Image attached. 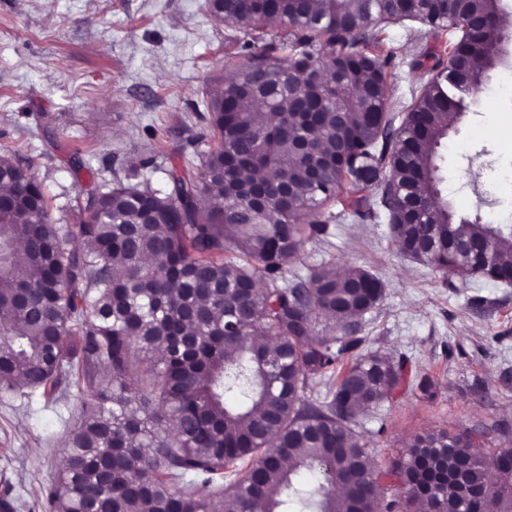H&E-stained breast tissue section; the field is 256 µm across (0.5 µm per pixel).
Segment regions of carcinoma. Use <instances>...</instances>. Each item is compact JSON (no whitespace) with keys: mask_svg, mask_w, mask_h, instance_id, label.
Returning <instances> with one entry per match:
<instances>
[{"mask_svg":"<svg viewBox=\"0 0 512 512\" xmlns=\"http://www.w3.org/2000/svg\"><path fill=\"white\" fill-rule=\"evenodd\" d=\"M499 2L206 0L219 24L277 18L288 37L246 65L224 59L198 170L172 165L155 188L139 179L148 161L133 164L87 195L77 224L53 217L31 165L0 153V391L31 402L71 383L79 401L50 512H278L300 497L302 468L323 476L316 512H464L471 485L512 512V463L464 433L430 430L391 468L371 464L352 423L408 383L406 360L365 351L352 327L385 284L326 263L285 276L346 183L342 212L361 220L379 217L367 192L394 186L380 198L392 242L449 284L512 285V227L438 202L441 140L500 62L484 43L512 39ZM401 19L447 35L408 104L380 28ZM261 170L288 197L256 204ZM385 478L402 497L387 499Z\"/></svg>","mask_w":512,"mask_h":512,"instance_id":"1","label":"carcinoma"}]
</instances>
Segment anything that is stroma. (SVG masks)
Listing matches in <instances>:
<instances>
[{
  "mask_svg": "<svg viewBox=\"0 0 512 512\" xmlns=\"http://www.w3.org/2000/svg\"><path fill=\"white\" fill-rule=\"evenodd\" d=\"M385 35L399 61V95L433 75L438 42L412 21ZM242 33L210 20L205 0H0V150L32 163L55 217L76 223L78 196L150 159L142 175L165 182L169 165L210 148L201 118L225 55ZM479 103L439 148L443 195L459 217L512 226V43L489 71ZM335 262L375 272L382 301L361 324L367 349L408 360L431 377L434 398L405 389L359 415L354 431L376 468L405 458L413 439L445 428L467 432L488 455L512 447V287L444 276L398 252L385 219L337 220L306 243L288 275ZM73 396L31 407L0 398V485L23 512H49L46 491L64 453Z\"/></svg>",
  "mask_w": 512,
  "mask_h": 512,
  "instance_id": "1",
  "label": "stroma"
}]
</instances>
